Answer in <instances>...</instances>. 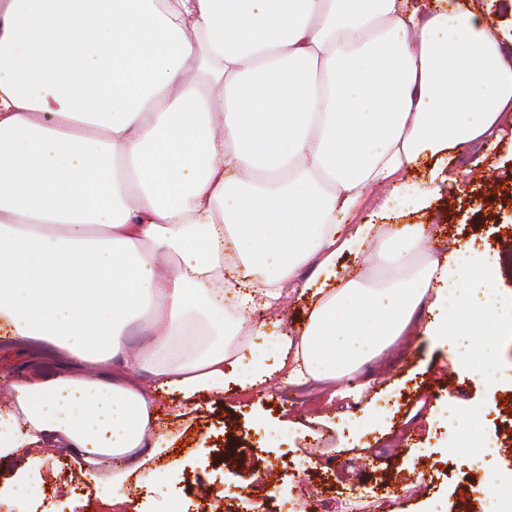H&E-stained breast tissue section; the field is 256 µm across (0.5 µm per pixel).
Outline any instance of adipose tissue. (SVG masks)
<instances>
[{
    "instance_id": "ef3b65f1",
    "label": "adipose tissue",
    "mask_w": 512,
    "mask_h": 512,
    "mask_svg": "<svg viewBox=\"0 0 512 512\" xmlns=\"http://www.w3.org/2000/svg\"><path fill=\"white\" fill-rule=\"evenodd\" d=\"M509 114L512 56L448 4L0 0V324L80 365L0 392V463L62 445L129 501L158 394L189 412L227 377L268 379L252 315L311 263L306 326L275 338L289 381L350 380L419 324L496 382L512 335L497 257L428 255L423 224L346 222L378 189L430 208L437 188L397 175L441 174ZM353 251L387 277L338 274ZM427 303L441 315L424 323ZM133 323L149 342L130 354ZM117 357L125 375L101 379Z\"/></svg>"
}]
</instances>
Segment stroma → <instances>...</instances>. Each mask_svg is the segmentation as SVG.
<instances>
[{
	"instance_id": "stroma-1",
	"label": "stroma",
	"mask_w": 512,
	"mask_h": 512,
	"mask_svg": "<svg viewBox=\"0 0 512 512\" xmlns=\"http://www.w3.org/2000/svg\"><path fill=\"white\" fill-rule=\"evenodd\" d=\"M446 172L440 198L402 223L426 224L436 255L463 245L488 255L512 249V122L500 138L452 151ZM74 368L57 348L0 330V382ZM475 412L492 455L461 448L458 435H440L449 414L464 421ZM507 420L512 381L488 384L459 368L455 347L403 336L336 394L317 383L298 390L279 381L242 394L229 382L186 416L159 397L153 438L161 451L139 470L142 485L133 496L140 512H212L229 488L234 512H253L269 495L300 504L315 491L319 512H356L349 497L356 490L382 498L378 512H478L487 500L485 469L512 474ZM259 421L266 428L258 432ZM281 450L288 464L268 483L266 461ZM369 456L376 463L368 469ZM175 458L184 467L172 478ZM33 485L38 500L27 512H113L78 472L70 449H54Z\"/></svg>"
}]
</instances>
